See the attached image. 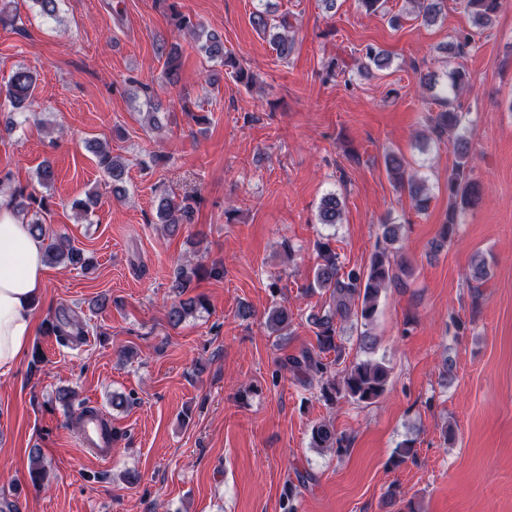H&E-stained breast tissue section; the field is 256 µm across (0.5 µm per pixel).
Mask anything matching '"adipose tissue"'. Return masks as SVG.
Here are the masks:
<instances>
[{
	"label": "adipose tissue",
	"instance_id": "ef3b65f1",
	"mask_svg": "<svg viewBox=\"0 0 512 512\" xmlns=\"http://www.w3.org/2000/svg\"><path fill=\"white\" fill-rule=\"evenodd\" d=\"M40 239L0 198V375L10 372L34 334V303L46 287Z\"/></svg>",
	"mask_w": 512,
	"mask_h": 512
}]
</instances>
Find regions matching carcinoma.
Returning <instances> with one entry per match:
<instances>
[{"instance_id": "1", "label": "carcinoma", "mask_w": 512, "mask_h": 512, "mask_svg": "<svg viewBox=\"0 0 512 512\" xmlns=\"http://www.w3.org/2000/svg\"><path fill=\"white\" fill-rule=\"evenodd\" d=\"M419 16L427 25L435 24L447 8L446 0H413ZM502 0H465V9L472 18V23L479 29L491 26L500 11ZM171 18L180 31L191 33L194 40L205 39L199 46L207 58L222 63L230 75L238 82L249 80L250 75L231 53L224 50L222 36L216 32H204L203 28L190 18L179 12H172ZM252 23L264 34L270 36V43L275 47L281 58L287 57L292 49V40L288 36L291 27L288 18L271 17V11L258 10L253 13ZM181 46L170 45L167 52L165 77L170 82L178 79L180 69ZM359 70L370 72L371 68L382 70L389 64V57L368 45L359 56ZM464 85L462 74L454 72L450 84L446 85L440 102L445 109L428 117L431 133L441 140L452 135L454 162L448 174V198L451 201L438 238L434 242L436 249H441L450 242L458 220V209L474 203L479 197L477 183L471 178L470 159L472 147L467 138L459 132L462 124V113L451 108V99L457 97ZM37 77L25 68L12 72L7 80L0 83V99L7 103L14 112H26L34 100ZM88 148L97 158V164L112 184V192L120 194L124 191L126 166L120 158L112 156L107 144L93 140ZM385 165L389 178L399 190L408 193L413 205L418 210L427 207L429 196L424 183L416 180V174L408 171V163L401 155L392 153L385 157ZM193 196L186 195L182 199L169 192L160 193L155 200L156 217L165 230L172 236L181 227L192 221L194 216ZM9 204L30 224L33 234L40 238L46 232L39 212L45 209L44 197L33 191L15 187L9 194ZM343 216L341 198L330 193L325 195L318 206L317 218L321 224H338ZM382 236L379 239L370 264L363 269L351 268L344 270L339 264L336 252L328 243L318 246L321 263L318 265L310 290L326 296L323 306L312 317L316 328L317 347L306 349L297 356L287 359L285 365L295 374H302L308 380L321 382V395L328 402L347 399L356 403L371 404L386 392L390 370L381 362L362 360L338 370L336 366L341 358L342 348L337 343L340 327L347 322H360L369 325L374 319L382 292L389 288L405 286L404 276L410 273L408 259L396 249L400 241L403 225L383 224ZM45 262L49 265H64L74 269L87 270L92 266V259L84 249L76 246L69 237L59 236L51 239L44 250ZM208 276L221 278L224 267L213 264L206 268L201 264H182L175 271L171 288L180 296L178 302L172 304L168 311L170 324L178 325L195 312L206 308V301L201 296L187 295L194 280ZM292 322L288 308L276 306L270 309L267 326L278 333L290 326ZM79 330L78 324L71 317L61 312L48 322L46 333L49 336H64L71 331ZM335 353V358L326 360V355ZM311 442L315 448L343 447L344 439L337 436L333 425L321 422L312 427ZM48 472L47 463L40 449L31 450L29 476L32 484H41Z\"/></svg>"}]
</instances>
